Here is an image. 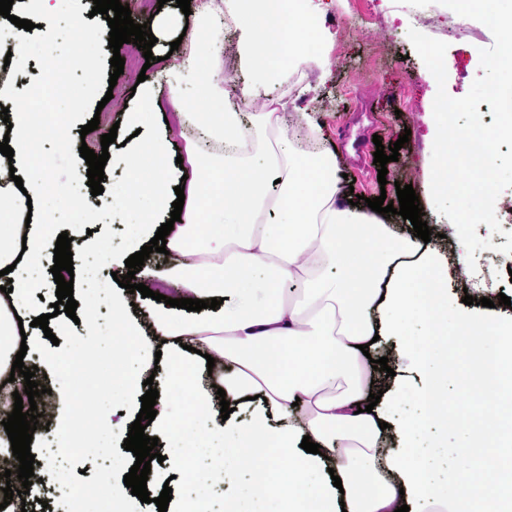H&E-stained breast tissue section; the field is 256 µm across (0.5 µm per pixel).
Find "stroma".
<instances>
[{
    "instance_id": "35a3bbf8",
    "label": "stroma",
    "mask_w": 512,
    "mask_h": 512,
    "mask_svg": "<svg viewBox=\"0 0 512 512\" xmlns=\"http://www.w3.org/2000/svg\"><path fill=\"white\" fill-rule=\"evenodd\" d=\"M121 2L129 6L138 24L156 13L177 20V27L153 46V64H146L142 51L131 43L112 51L108 46L110 28L104 15L92 14L93 0H70L69 13L83 16L84 21L77 29L61 24L57 44L74 55V62L57 65L47 60V33L36 27L27 46V68L18 74L0 72V81L9 82L15 89L13 105L30 101L32 88L44 82L53 87L52 105H81L72 122L42 143L53 158L51 180L56 185H64L79 164L80 145L98 153L102 150V134L113 129L118 137H125L129 116L145 91L160 93L162 109L144 117L139 140L148 142L164 134L181 149L191 135L179 124L176 108L164 91L179 79L184 55L171 44L183 30H198V23L195 18L185 17L175 0H167L160 8L143 6L142 0ZM456 13L455 0H438L422 22L406 13L396 0H334L320 19L331 34L323 65L296 66L287 81L267 86L247 107L249 113L262 112L269 100H277L283 108V123L281 128L271 129L270 139L275 142L284 136L298 147L307 144L306 130L298 124L299 115L308 113L310 122L322 131L323 148L337 155L338 170L345 175L344 186L353 187L355 195L370 199L383 195L393 200L397 186H412L434 245L452 263L458 258L451 229L456 219L455 202L450 197L431 196L428 188L435 163L430 103L437 96L447 95L458 105L456 120L463 127L472 120L471 109H479L491 130L499 122V107L491 90L512 82V70L498 64L503 51L500 31L488 26L481 13L474 12L469 17V32H459L454 26ZM238 34L234 23L223 31L216 48L215 73L223 95L206 102L205 111L216 112L240 102L238 92L247 82L248 73L237 52ZM423 42L441 48L447 69L443 82L434 81L421 56L419 45ZM116 53L126 63L123 74L113 83L109 80V60ZM142 72L147 75L143 81L138 78ZM95 117L100 120L97 130L80 135L81 126ZM376 135L387 148L399 143V136L409 138L408 143H401L398 161L388 163L382 182L377 179L372 153L359 156L342 151L355 138L369 141ZM494 150L498 162L491 196L494 224L470 225L466 251L472 268L490 264L505 271L512 267V221L505 214L507 204L512 203V141L500 140ZM101 464V458L89 449H74L64 466L68 481L63 488L52 472L35 466L34 476L43 480L44 488L40 500L28 501L29 512H57L66 489L97 485Z\"/></svg>"
}]
</instances>
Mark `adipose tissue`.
Returning a JSON list of instances; mask_svg holds the SVG:
<instances>
[{
	"instance_id": "adipose-tissue-1",
	"label": "adipose tissue",
	"mask_w": 512,
	"mask_h": 512,
	"mask_svg": "<svg viewBox=\"0 0 512 512\" xmlns=\"http://www.w3.org/2000/svg\"><path fill=\"white\" fill-rule=\"evenodd\" d=\"M305 2L231 0L240 57L253 74L245 97L286 80L294 64L322 63V29ZM183 66L205 98L220 95L215 56L202 42L193 43ZM170 99L181 105V123L224 148L223 157L205 164L194 143H186L184 206L166 238L176 262L147 264L135 274L139 283L178 281L180 298L221 300L209 315L191 319L153 311L161 352L181 383L184 419L171 427L161 410L145 432L173 441L186 486L177 512H215L218 497L224 512H396L403 505L409 512H512V385L503 380L512 370V314L462 312L449 321L447 257L378 213L344 204L335 154L297 151L287 141L259 149L264 129L281 124V113L201 112L181 101L175 86ZM454 109L444 98L433 104L436 164L429 184L432 194L460 198L454 230L462 250L467 225L493 222L491 140L512 137V97L502 98L501 122L491 134L477 122L459 128ZM62 118L40 100L0 122V138L8 137L14 151L0 155V382L9 392L24 388L10 377L20 347L32 355L42 347L40 331L19 323L38 313L32 302L44 286L38 261L55 247L50 229L58 214H68L83 254L101 250L99 241L82 236L90 214L82 194L54 192L46 179L52 159L41 152L38 134ZM173 158L164 137L125 151V200L135 215L126 255L149 243L176 199L167 177ZM7 284L12 293L4 292ZM107 305L122 338L112 351H104L94 324L95 295L84 301L81 334L59 323L90 352L80 367L83 397L68 386L57 392L53 434L62 452L92 447L115 428L111 413H101L96 437L88 439L71 414L74 400L94 405L118 385L144 389L145 341L126 313L125 288L112 286ZM22 333L27 339L20 345ZM377 334L395 338V364L423 373L420 417L394 421L405 402L396 390L372 412H358L372 390L367 372L370 357L381 352ZM448 374L458 382L460 401L442 388ZM223 399L247 419L222 418ZM433 424L466 439L441 482L416 444ZM306 437L320 444V453L302 449Z\"/></svg>"
}]
</instances>
